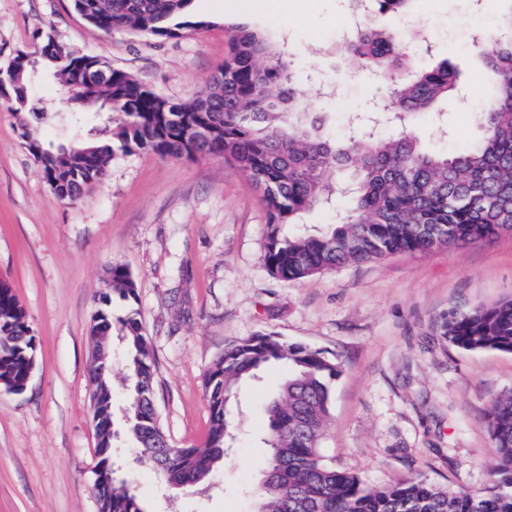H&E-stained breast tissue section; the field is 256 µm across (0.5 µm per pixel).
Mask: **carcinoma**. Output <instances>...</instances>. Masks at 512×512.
Masks as SVG:
<instances>
[{"mask_svg": "<svg viewBox=\"0 0 512 512\" xmlns=\"http://www.w3.org/2000/svg\"><path fill=\"white\" fill-rule=\"evenodd\" d=\"M104 19L88 20L102 31L117 27L160 38L201 30L204 20L187 19L191 0H104ZM501 38L480 50L494 91L478 115L480 135L469 149L453 154L424 150L410 129L412 115L430 112L455 91L444 60L432 68L415 64L413 53L393 30L364 21L345 43L349 58L388 86L385 105L399 114L382 137L364 126L351 129L340 145L306 124L303 94L288 73L284 52L246 26L231 28L224 60L232 70L224 82L211 79L191 103L173 102L92 58L98 78L95 100L71 103L73 112H94L104 101L124 115L109 141H80L68 149L45 142L31 121L46 117L27 94V76L1 73L9 87L5 103L21 123V136L43 177L63 200H76L101 181L114 150L145 151L166 158L213 156L241 170L262 193L268 224L263 261L269 273L297 281L338 267L404 252L427 253L422 229H448L444 248L491 241L512 232V9L499 19ZM46 72L60 83L77 80L84 61L48 38L39 47ZM354 168L335 182L331 173ZM347 197L350 208L317 234H288L305 212ZM112 287L99 296L92 320L90 380L98 410L112 415V296L132 305L120 319L125 332V381L129 387L126 435L172 485L196 488L217 471L233 440V403L239 385L275 364L288 365L276 394L268 399L269 452L255 489L257 512H512V396L497 400L488 414L494 447L496 489L486 496L438 488L419 478L367 486L357 474L336 469L320 451L330 419L332 386L341 364L325 352L289 343L274 334L232 341L205 375L210 430L202 448L173 445L154 402V364L133 305L137 285L120 265L107 268ZM440 336L467 351L512 353V298L491 306L453 311L440 323ZM26 311L12 286L0 280V379L26 376L37 352ZM100 512H145L131 482L119 480L99 493Z\"/></svg>", "mask_w": 512, "mask_h": 512, "instance_id": "carcinoma-1", "label": "carcinoma"}]
</instances>
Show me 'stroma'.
Wrapping results in <instances>:
<instances>
[{
	"instance_id": "1",
	"label": "stroma",
	"mask_w": 512,
	"mask_h": 512,
	"mask_svg": "<svg viewBox=\"0 0 512 512\" xmlns=\"http://www.w3.org/2000/svg\"><path fill=\"white\" fill-rule=\"evenodd\" d=\"M225 0H193L206 29L155 39L129 29L90 27L71 0H0V70L43 38L100 57L168 99L203 90L229 50V31L246 25L288 51L289 68L331 138L358 124L385 84L356 73L341 53L348 0H258L228 13ZM415 0L409 13L374 23L415 44L418 63L446 60L456 96L411 128L432 152H455L477 134L475 108L493 88L473 33L497 35L496 0ZM48 114L41 132L68 144L70 114L43 80L31 92ZM267 212L249 179L211 156L161 158L115 153L107 175L76 201L59 199L0 106V279L9 282L38 341L25 392L0 389V512H98L92 486L96 434L87 383L88 327L105 271L126 267L138 284L140 320L155 363L161 423L179 446L204 445L210 414L206 372L225 345L272 332L336 358L331 419L322 452L370 485L419 477L475 496L495 485L496 450L487 414L512 394V354L469 352L438 334L448 312L512 297V233L429 253H398L298 281L275 279L263 259ZM284 369L244 381L233 409L236 444L206 491L162 487L123 441L114 451L146 512H253L252 490L266 456L263 401Z\"/></svg>"
}]
</instances>
